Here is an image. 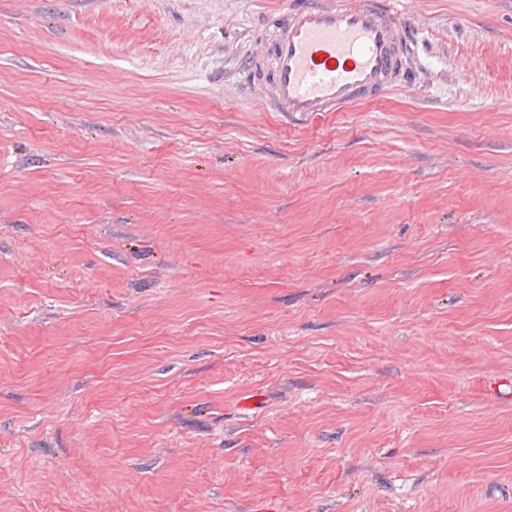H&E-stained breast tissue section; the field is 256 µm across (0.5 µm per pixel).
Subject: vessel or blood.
Returning <instances> with one entry per match:
<instances>
[{"label":"vessel or blood","mask_w":512,"mask_h":512,"mask_svg":"<svg viewBox=\"0 0 512 512\" xmlns=\"http://www.w3.org/2000/svg\"><path fill=\"white\" fill-rule=\"evenodd\" d=\"M251 57L267 108L302 121L383 96L402 75L410 45L390 0H292L272 13Z\"/></svg>","instance_id":"b4317fda"}]
</instances>
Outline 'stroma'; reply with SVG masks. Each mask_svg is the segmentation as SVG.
Segmentation results:
<instances>
[{"mask_svg": "<svg viewBox=\"0 0 512 512\" xmlns=\"http://www.w3.org/2000/svg\"><path fill=\"white\" fill-rule=\"evenodd\" d=\"M283 2L0 0V512H512V0L300 124Z\"/></svg>", "mask_w": 512, "mask_h": 512, "instance_id": "35a3bbf8", "label": "stroma"}]
</instances>
